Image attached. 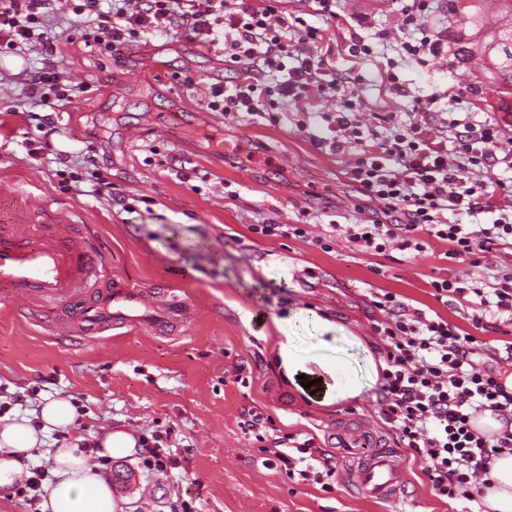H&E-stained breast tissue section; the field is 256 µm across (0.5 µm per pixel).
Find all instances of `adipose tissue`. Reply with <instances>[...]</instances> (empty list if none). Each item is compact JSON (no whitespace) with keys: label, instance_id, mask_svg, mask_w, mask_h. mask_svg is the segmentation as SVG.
<instances>
[{"label":"adipose tissue","instance_id":"adipose-tissue-1","mask_svg":"<svg viewBox=\"0 0 512 512\" xmlns=\"http://www.w3.org/2000/svg\"><path fill=\"white\" fill-rule=\"evenodd\" d=\"M280 333L276 359L289 382L299 376L310 379L305 396L321 405L347 402L360 396L367 382L378 376V364L366 356L363 366L351 364L348 349L360 341L344 326L312 309L293 311L276 320ZM312 327L318 335L316 350L303 349L299 328ZM76 408L71 400H48L40 410V421L0 417V488L25 482L30 461L37 458L46 433L71 426ZM53 483L44 487L41 512H118L112 488L98 464L77 444L67 443L53 454ZM481 502L483 512H512V454L493 457Z\"/></svg>","mask_w":512,"mask_h":512}]
</instances>
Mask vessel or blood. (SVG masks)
<instances>
[{"instance_id": "obj_1", "label": "vessel or blood", "mask_w": 512, "mask_h": 512, "mask_svg": "<svg viewBox=\"0 0 512 512\" xmlns=\"http://www.w3.org/2000/svg\"><path fill=\"white\" fill-rule=\"evenodd\" d=\"M103 272V258L75 236L67 220L36 235L0 230V288L15 299L51 301L77 288L95 287ZM184 306L178 296L159 303L151 291L117 281L95 302L67 312L65 319L76 330L147 326L174 331L182 323ZM332 437L348 460L345 478L358 495L379 501L400 497L406 474L377 425L343 426Z\"/></svg>"}]
</instances>
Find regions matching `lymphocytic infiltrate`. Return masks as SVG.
<instances>
[{"instance_id": "f902f5d3", "label": "lymphocytic infiltrate", "mask_w": 512, "mask_h": 512, "mask_svg": "<svg viewBox=\"0 0 512 512\" xmlns=\"http://www.w3.org/2000/svg\"><path fill=\"white\" fill-rule=\"evenodd\" d=\"M53 2L0 0V53L29 49L42 58L28 91L48 110L46 129L55 126L53 111L88 91L82 84L59 86L56 38L49 33ZM398 3L408 31L417 36L402 42L405 53L421 63L440 56L444 39L424 23L429 0ZM74 10L86 18L83 41L115 58L132 38L155 32L217 47L237 80L231 87L213 85L207 107L214 112L264 115L276 124L274 99L297 104L344 89L334 52L324 46L328 31L300 29V17L282 9L280 0H80ZM273 71L284 78L271 89L264 76ZM361 107V101L350 99L343 109L325 113L327 135L314 133L310 140L331 154L351 155L349 179L392 221L345 224L341 234L371 256L394 247L421 253L429 241L446 243L445 259L469 258L472 265H484L487 274L480 281L465 273L434 278L430 286L436 301L469 310L478 329H496L502 317L512 321V272H502L492 260L512 248V189L488 176L498 129L457 120L447 140L431 137L420 125L381 139L357 119ZM463 212L492 213L496 219L475 231L454 223V215ZM373 304L384 315L373 326L386 351L382 418L424 457L425 474L438 496L474 500L493 456L512 453V389L505 385V373L483 360L469 332L441 315H430L390 291L375 294ZM487 411L501 421L500 430H477L476 419ZM271 454L288 476L306 484L323 483L336 473L332 457L309 439Z\"/></svg>"}]
</instances>
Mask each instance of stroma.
<instances>
[{"label":"stroma","mask_w":512,"mask_h":512,"mask_svg":"<svg viewBox=\"0 0 512 512\" xmlns=\"http://www.w3.org/2000/svg\"><path fill=\"white\" fill-rule=\"evenodd\" d=\"M336 12L337 36L356 27L372 49L336 58L338 72L365 103L361 123L382 133L391 123L425 120L437 136L454 119L496 123L502 137L488 175L512 183V166L504 161L512 151V100L490 94V75L478 60L457 59L460 45L490 40L495 27L487 10L465 23L449 14L448 0H433L426 23L446 44L424 64L402 53L403 18L392 0H338ZM81 22L60 0L58 69L90 89L57 112L49 148L39 149L36 138L44 111L25 93L42 66L40 55H0V225H18L25 203L45 201L40 225L70 217L77 235L103 255L106 277L142 289L173 287L186 302L183 327L173 335L145 328L119 336L79 333L61 314L84 305L85 295L36 303L28 318L0 292V412L28 417L45 399L70 397L77 419L47 435L48 452L103 426L137 438L169 432L168 446L181 462L170 473H148L135 453L101 459L121 512H174L184 500L196 512H465L466 500L436 496L422 458L396 436L395 460L410 479L407 497L397 501L351 495L340 472L327 485H304L265 465L266 449L286 435L307 432L318 447L335 450L328 431L344 420L379 418L385 402L376 381L350 402L308 401L273 364L274 321L301 308L320 310L361 340L354 358L375 355L381 341L372 325L383 317L372 304L375 292L432 307V278L463 272L478 279L483 268L445 260L447 246L438 241L418 257L409 250L366 255L340 237L328 253L313 245L314 237L328 236L330 223L383 217L347 178L349 158L315 149L306 136L325 128L322 115L335 111L340 97L322 102L316 114L282 105L276 125L214 112L202 126L195 114L205 110L211 85L228 86L235 77L218 51L182 37L143 35L117 64L84 45ZM389 72L402 92L386 90ZM449 86L459 105L441 100L423 113V102ZM216 140L239 146V153L217 152ZM89 147L97 166L77 164ZM62 156L74 160L78 188L63 186ZM173 157L185 161L190 179L176 177ZM99 177L125 196V207L91 193ZM270 222L306 223L308 235L249 230ZM251 409L268 418L263 438L242 427Z\"/></svg>","instance_id":"stroma-1"}]
</instances>
